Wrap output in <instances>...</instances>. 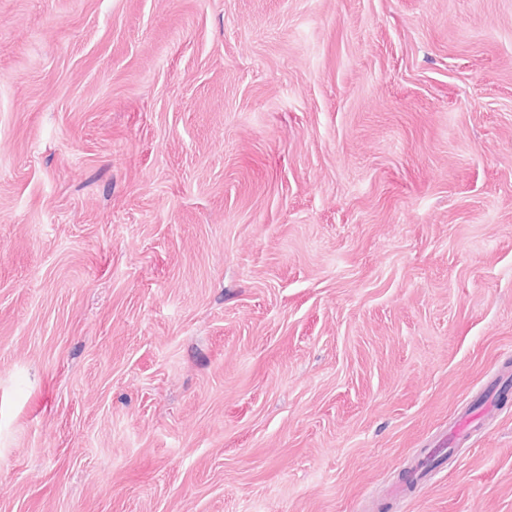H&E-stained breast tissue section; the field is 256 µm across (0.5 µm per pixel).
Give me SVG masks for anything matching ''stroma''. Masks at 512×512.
I'll list each match as a JSON object with an SVG mask.
<instances>
[{"mask_svg": "<svg viewBox=\"0 0 512 512\" xmlns=\"http://www.w3.org/2000/svg\"><path fill=\"white\" fill-rule=\"evenodd\" d=\"M512 0H0V512H512Z\"/></svg>", "mask_w": 512, "mask_h": 512, "instance_id": "35a3bbf8", "label": "stroma"}]
</instances>
